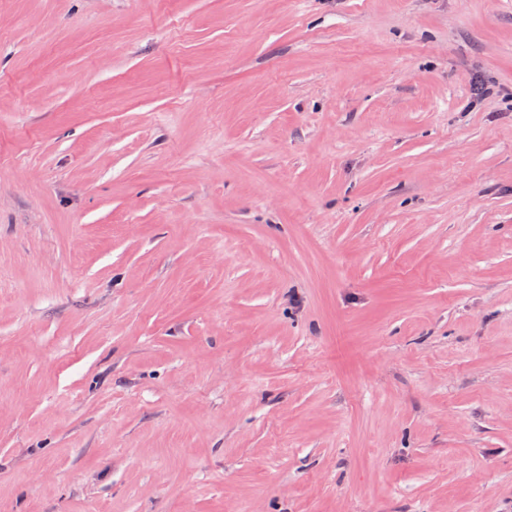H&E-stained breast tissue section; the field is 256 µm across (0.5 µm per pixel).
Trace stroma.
Instances as JSON below:
<instances>
[{"label":"stroma","instance_id":"obj_1","mask_svg":"<svg viewBox=\"0 0 512 512\" xmlns=\"http://www.w3.org/2000/svg\"><path fill=\"white\" fill-rule=\"evenodd\" d=\"M0 512H512V0H0Z\"/></svg>","mask_w":512,"mask_h":512}]
</instances>
